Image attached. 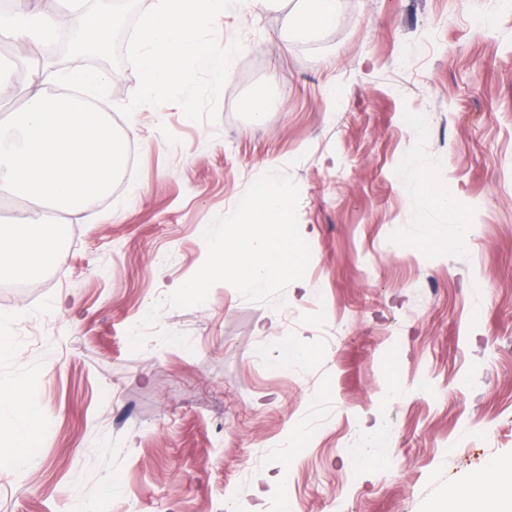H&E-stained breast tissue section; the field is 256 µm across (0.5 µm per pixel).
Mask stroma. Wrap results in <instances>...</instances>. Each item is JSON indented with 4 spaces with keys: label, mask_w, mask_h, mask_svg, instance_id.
I'll return each instance as SVG.
<instances>
[{
    "label": "stroma",
    "mask_w": 512,
    "mask_h": 512,
    "mask_svg": "<svg viewBox=\"0 0 512 512\" xmlns=\"http://www.w3.org/2000/svg\"><path fill=\"white\" fill-rule=\"evenodd\" d=\"M296 5L217 18L242 50L214 123L124 118L137 73L98 62L100 113L135 132L124 190L95 224L0 211L79 227L32 287H0L25 334L0 387L25 380L41 416L38 469L0 463V512H432L512 463V6L488 33L481 0H338L287 42ZM270 160L299 192L300 285L169 306ZM421 173L475 225L466 246Z\"/></svg>",
    "instance_id": "1"
}]
</instances>
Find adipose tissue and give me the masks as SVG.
<instances>
[{
    "label": "adipose tissue",
    "mask_w": 512,
    "mask_h": 512,
    "mask_svg": "<svg viewBox=\"0 0 512 512\" xmlns=\"http://www.w3.org/2000/svg\"><path fill=\"white\" fill-rule=\"evenodd\" d=\"M337 0H299L290 15L287 36L310 37L336 15ZM58 20L36 10L0 15V38L41 44L59 28ZM105 73L87 65L83 56L62 68L46 62L34 80L21 88L23 106L14 118L0 123V193L51 202L58 210H83L94 224L92 203L121 173L129 135H116L99 113L58 95L61 87L82 90L85 99L106 94ZM68 236L64 224H34L18 220L0 224V280H27L47 270ZM40 427L37 405L25 381L0 388V460L22 468L35 464L31 450ZM493 486L475 483L451 493L435 512H512V465L493 463Z\"/></svg>",
    "instance_id": "obj_1"
}]
</instances>
